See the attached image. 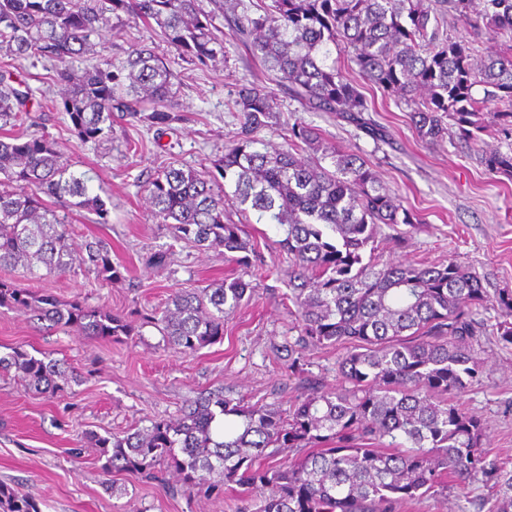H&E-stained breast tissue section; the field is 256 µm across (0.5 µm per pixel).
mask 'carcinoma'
<instances>
[{
    "mask_svg": "<svg viewBox=\"0 0 512 512\" xmlns=\"http://www.w3.org/2000/svg\"><path fill=\"white\" fill-rule=\"evenodd\" d=\"M258 0L254 14L213 0H0V268L21 266L32 277L61 276L89 263L98 279L125 278L108 244H86L87 257L71 244L66 220L45 198H71L69 206L108 223L101 194L47 137L13 133L34 91L24 63L51 61L54 80L67 88L62 101L72 136L98 142L119 112L165 127L179 119L178 76L147 43L127 58L88 63L94 39L132 17L155 25L165 42L196 67L224 53L215 34L221 17L236 40L263 66L267 79L288 94L296 111L326 112L375 142L385 130L372 122L371 102L360 83L403 100L410 121L427 144L454 134L461 141L484 131L481 115L493 114L499 132L512 137V53L492 45L473 54L444 32L453 10L466 27L485 25L489 40L512 37V0ZM344 55L359 80L346 76ZM239 128L214 167L224 182L194 168L169 165L146 186L158 224L200 250L224 249L247 266L255 252L240 224L224 222L226 207L274 224L291 256L288 300L299 334L283 346L288 370L299 368L310 347L340 346L339 381L300 397L282 412L205 391L175 419H156L124 435H92L106 457L104 469L150 480L171 472L175 492L204 488L220 495L242 489L240 512H396L404 500L445 492L442 475L463 490L492 485L489 512H512V469L482 449L483 427L455 401L476 378L473 343L484 324L475 319L488 299L475 274L453 261L437 266L385 262L373 244L381 225L412 224L404 208L359 155L324 142L298 122L284 133L288 148L261 132L272 126L280 103L261 81L227 73ZM487 171L512 178V150L481 157ZM241 278L175 291L148 323L173 351L190 355L224 339V323L251 296ZM494 325L512 345V290L498 294ZM18 309L53 328L118 339L135 326L126 316L78 301L37 296L0 280V308ZM48 392L63 389L73 370L61 359L37 358L19 348L0 355V373ZM224 417V431L214 423ZM310 446L303 457L277 464L276 452ZM0 512H39L19 490L0 484Z\"/></svg>",
    "mask_w": 512,
    "mask_h": 512,
    "instance_id": "cac0c4a2",
    "label": "carcinoma"
}]
</instances>
